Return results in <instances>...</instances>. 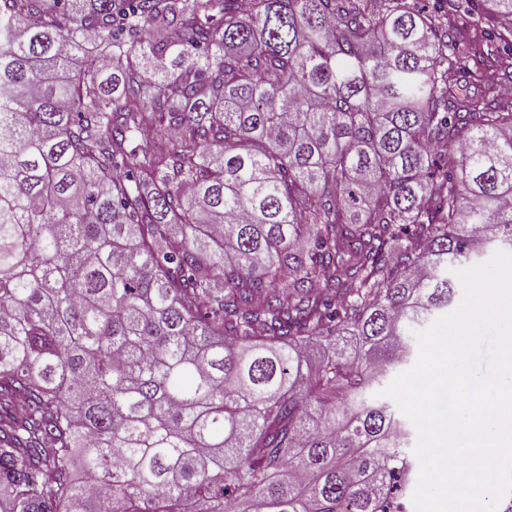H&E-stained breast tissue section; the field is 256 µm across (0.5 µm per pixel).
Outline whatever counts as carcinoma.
Returning <instances> with one entry per match:
<instances>
[{
	"label": "carcinoma",
	"mask_w": 512,
	"mask_h": 512,
	"mask_svg": "<svg viewBox=\"0 0 512 512\" xmlns=\"http://www.w3.org/2000/svg\"><path fill=\"white\" fill-rule=\"evenodd\" d=\"M475 2L0 0V512H394L370 391L512 247ZM484 8L487 10L482 15V21L475 23L466 14L462 12H448L453 25L449 26L452 33L456 36L461 47L473 52L480 51L483 46L489 44L488 34L498 28L499 20L493 11L490 2H486Z\"/></svg>",
	"instance_id": "cac0c4a2"
}]
</instances>
